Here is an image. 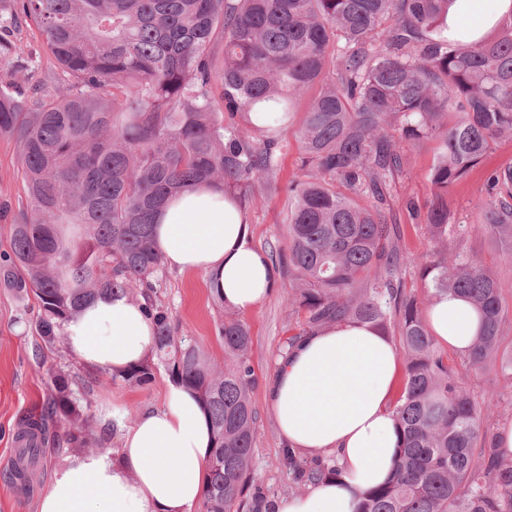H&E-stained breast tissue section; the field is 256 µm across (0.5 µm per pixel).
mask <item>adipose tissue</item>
I'll use <instances>...</instances> for the list:
<instances>
[{
  "instance_id": "ef3b65f1",
  "label": "adipose tissue",
  "mask_w": 512,
  "mask_h": 512,
  "mask_svg": "<svg viewBox=\"0 0 512 512\" xmlns=\"http://www.w3.org/2000/svg\"><path fill=\"white\" fill-rule=\"evenodd\" d=\"M510 15L512 0H451L448 35L479 39ZM154 241L164 266L204 273L211 292L235 309H252L271 287V269L217 187L169 200L158 213ZM427 321L437 343L469 355L479 317L465 298L435 297ZM63 334L81 365L119 373L148 355L154 328L144 303L103 294L64 322ZM399 364L386 334L352 320L302 337L279 358L267 398L281 443L303 460H335L338 474L276 499L274 512H357L368 490L391 479ZM210 444L196 398L168 383L161 403L125 430L117 453L85 452L57 467L38 512H192L203 498Z\"/></svg>"
}]
</instances>
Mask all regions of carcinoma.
I'll return each mask as SVG.
<instances>
[{"label": "carcinoma", "mask_w": 512, "mask_h": 512, "mask_svg": "<svg viewBox=\"0 0 512 512\" xmlns=\"http://www.w3.org/2000/svg\"><path fill=\"white\" fill-rule=\"evenodd\" d=\"M452 0H9L0 32L33 23L56 71L45 83L0 79V135L17 139L28 208L10 224L3 283L33 295L37 327L52 345L62 326L100 293L141 289L154 325L151 353L112 379L144 387L163 364L193 391L212 430L203 512H232L257 475L252 338L224 308L218 334L230 364L207 361L176 336L149 292L163 265L156 216L173 196L218 186L247 211L288 198V249L275 266L291 280L288 303L315 330L345 319L394 329L405 356L393 405L399 453L390 481L369 490L360 512H512V458L491 447V395L466 388L437 347L421 301L406 290L403 234L389 222L390 193L407 170L403 144L439 141L434 243L418 269L426 300L467 299L480 315L472 367L501 363L502 288L481 261L451 249L478 226L512 254V163L487 176L483 222L452 223L448 190L512 137V17L491 41L448 37ZM319 90L299 131L301 174L280 178L282 132L300 95ZM55 393L18 457L34 463L30 432L64 423L71 448L93 444L89 418ZM296 483L336 473L286 457Z\"/></svg>", "instance_id": "obj_1"}]
</instances>
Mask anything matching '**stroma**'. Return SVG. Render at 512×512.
<instances>
[{"label": "stroma", "instance_id": "1", "mask_svg": "<svg viewBox=\"0 0 512 512\" xmlns=\"http://www.w3.org/2000/svg\"><path fill=\"white\" fill-rule=\"evenodd\" d=\"M6 39L23 49L22 57L0 59V75H11L16 81L33 84L54 69L39 31L31 25L6 32ZM437 143L424 141L407 148V171L396 183L390 207L401 225L409 253L405 285L416 289L420 282L417 266L423 253L433 244L424 223L434 201L430 181ZM512 163V139L498 141L483 162L473 168L448 194V208L455 221L475 225L476 230L462 246L475 253L505 285L503 304L506 313V335L503 348L512 351V256L507 255L495 238L479 229L478 203L486 196L488 171ZM25 196L22 189L19 145L14 138L0 136V256L10 254L9 226ZM288 201L273 196L250 209L247 214V240L255 249L288 247ZM290 280L276 275L266 298L240 317L250 328L253 341L251 365L256 378L250 392L256 411L253 467L259 476L258 488L266 504L297 493L293 475L283 463V447L270 411L266 388L275 372L280 348L291 328L296 325L287 298ZM167 307L177 334L192 336L204 356L214 365L224 363V345L217 326L223 315L221 304L212 296L203 273L164 270L153 293ZM39 306L34 297L23 296L0 284V512H37V502L49 485L55 469L70 456L63 442V427L47 424L42 459L27 484L8 482L3 478L15 460L14 435L25 416L39 412L54 387L52 373L75 372L79 366L65 343L45 348L35 325ZM464 382L475 393L495 390L499 395L491 412L492 424L512 421V382L503 378L499 369L487 366L462 368ZM169 379L165 367H158L151 385L138 387L120 380L103 377L87 401L77 402V410L93 415L99 446L103 452H117L123 431L133 425L139 413L159 405Z\"/></svg>", "mask_w": 512, "mask_h": 512}]
</instances>
